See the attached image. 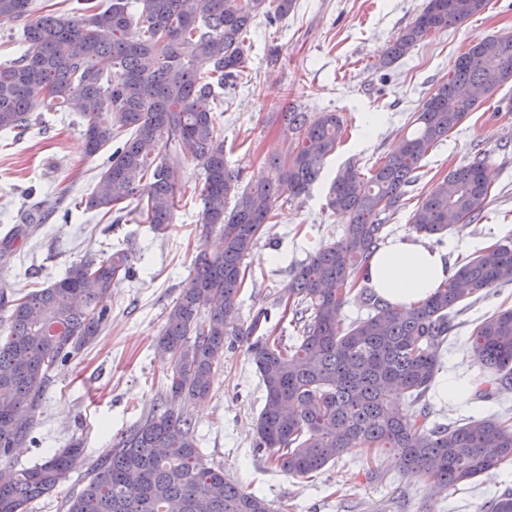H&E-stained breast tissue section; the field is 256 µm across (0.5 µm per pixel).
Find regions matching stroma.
<instances>
[{
	"label": "stroma",
	"instance_id": "35a3bbf8",
	"mask_svg": "<svg viewBox=\"0 0 512 512\" xmlns=\"http://www.w3.org/2000/svg\"><path fill=\"white\" fill-rule=\"evenodd\" d=\"M426 0H296L284 19L251 27L245 36L246 72L224 92L225 160L243 182L266 177L269 159L285 154L290 136L276 114L295 106L316 114L339 113L342 137L319 180L306 195L282 194L258 245L244 261L245 283L232 318L247 322L266 308L284 338H292L290 317L277 296L294 266L342 236L347 219L326 207L336 171L353 164L368 173L409 133L408 121L432 88L447 78L457 56L473 40L512 34V0H487L483 11L425 37L409 54L381 66L386 47L423 10ZM278 47V58L269 50ZM85 122L75 112H44L24 131L0 132V238L37 209L45 219L0 257V293L46 287L71 263L99 257L112 248L132 255L135 273L112 290V317L101 334L73 360L57 366L35 414L33 440L15 449L16 468L30 467L47 454L80 441L87 461L97 460L121 433L160 401L171 372L157 338L168 310L195 273L200 251H216L220 234L202 224L203 172L188 155L168 152L185 192L172 228L163 235L131 219L87 210L91 192L111 147L86 156ZM481 157L491 194L480 221L452 228L441 244L452 266L486 247L512 239V83L483 100L466 121L423 161L421 178L390 219L394 237L412 235L421 194L450 169ZM512 307V285L490 289L459 317L440 349L442 367L427 401L438 421L503 416L512 394L489 401L469 397L449 403L446 378L471 379L477 372L468 351L476 321ZM264 405L261 381L238 339L224 353L211 397L186 406L208 462L248 491L287 502L289 512H478V506L512 491V464L488 470L455 490L429 487L424 476L402 471L388 451L348 454L319 473L291 477L255 451V423Z\"/></svg>",
	"mask_w": 512,
	"mask_h": 512
}]
</instances>
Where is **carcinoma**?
I'll use <instances>...</instances> for the list:
<instances>
[{
  "label": "carcinoma",
  "mask_w": 512,
  "mask_h": 512,
  "mask_svg": "<svg viewBox=\"0 0 512 512\" xmlns=\"http://www.w3.org/2000/svg\"><path fill=\"white\" fill-rule=\"evenodd\" d=\"M295 0H77L73 14H35L33 0H0V22L26 20L23 52L0 64V131L24 130L36 112H78L86 153L116 147L85 200L89 210L133 215L159 235L173 224L181 186L164 162L168 150L187 153L202 169L203 223L219 229L223 249L197 256L195 274L167 313L157 348L174 367L166 396L91 466L81 443L25 469L11 452L30 437L51 371L71 360L106 327L112 288L132 273L130 256L72 263L46 288L0 297V512H30L70 473L85 470L66 512H271L268 500L212 466L197 447L183 403L207 398L224 350L240 336L261 338L249 354L265 403L257 444L291 476L323 470L354 450H392L405 471L455 490L483 472L512 462V428L497 417L430 421L426 395L440 370L439 350L455 319L489 288L512 284V244H496L461 264L421 303L394 307L367 288V316L340 318L346 296L368 260L392 234L388 220L420 179L428 153L480 103L462 95L477 85L484 97L512 81V35L472 42L413 113L414 129L361 174L336 173L327 207L350 217L342 238L292 271L278 304L292 314L298 336L287 346L266 329L270 313L247 324L229 319L244 284L243 263L264 233L283 185L300 196L336 152L342 119L288 107L279 112L293 136L285 156L271 158L270 178L241 186L224 160V126L215 116L220 90L247 67L244 33L258 16L281 19ZM486 0H427L388 47L384 64L409 53L432 32L481 12ZM150 180L147 197L138 194ZM490 195L480 158L459 165L421 195L412 227L439 239L448 215L477 221ZM480 399L512 391V309L483 317L471 331ZM407 398L401 408L397 401ZM512 512V493L483 506Z\"/></svg>",
  "instance_id": "obj_1"
}]
</instances>
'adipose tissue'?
I'll return each instance as SVG.
<instances>
[{
	"instance_id": "obj_1",
	"label": "adipose tissue",
	"mask_w": 512,
	"mask_h": 512,
	"mask_svg": "<svg viewBox=\"0 0 512 512\" xmlns=\"http://www.w3.org/2000/svg\"><path fill=\"white\" fill-rule=\"evenodd\" d=\"M449 274L445 253L419 238L404 237L372 255L364 280L391 305L404 307L429 297Z\"/></svg>"
}]
</instances>
